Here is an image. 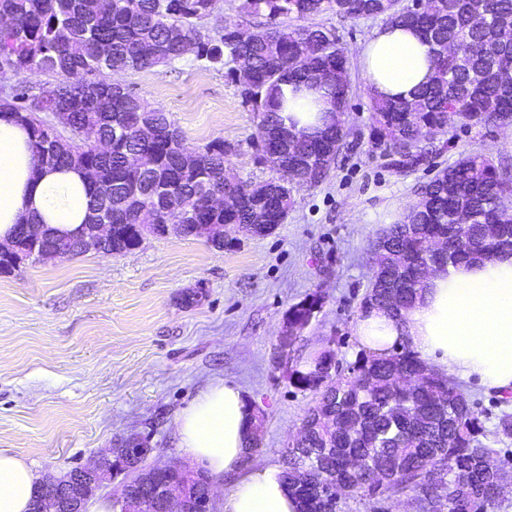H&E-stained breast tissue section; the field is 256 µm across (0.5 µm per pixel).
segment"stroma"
Instances as JSON below:
<instances>
[{
	"label": "stroma",
	"instance_id": "stroma-1",
	"mask_svg": "<svg viewBox=\"0 0 512 512\" xmlns=\"http://www.w3.org/2000/svg\"><path fill=\"white\" fill-rule=\"evenodd\" d=\"M319 22L335 28L349 60L348 135L328 177L297 188L271 234L241 235L221 249L151 234L125 255L91 251L0 275V449L22 456L38 477L82 466L133 435L148 438L149 464L184 460L176 420L220 380L236 383L264 416L260 446L244 468L281 464L314 404L290 384L289 370L320 351L344 368L359 352L354 326L375 237L401 221L420 185L462 155L512 162V128L457 123L434 142L427 163L395 166L373 141L356 56L381 19L323 15ZM120 81L168 112L187 146L235 144L237 177L271 178L250 143L257 116L223 73L201 69L189 55L170 67L123 71ZM191 291L199 300L188 305ZM316 292L322 307L280 349L289 307ZM461 387L486 430L512 414V400L477 380Z\"/></svg>",
	"mask_w": 512,
	"mask_h": 512
}]
</instances>
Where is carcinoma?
Instances as JSON below:
<instances>
[{
  "instance_id": "cac0c4a2",
  "label": "carcinoma",
  "mask_w": 512,
  "mask_h": 512,
  "mask_svg": "<svg viewBox=\"0 0 512 512\" xmlns=\"http://www.w3.org/2000/svg\"><path fill=\"white\" fill-rule=\"evenodd\" d=\"M220 0H0V113L27 125L36 172L44 169L92 173L84 222L123 224L107 252L138 249L132 229L149 207L164 216L162 187L176 190L185 213L182 236L203 237L224 248V237L199 224L283 223L293 204L292 186L275 179L239 181L236 203L205 210L201 198L224 191V167L234 146L213 140L190 148L168 113L130 90L117 93L106 74L171 66L188 54L204 69L234 77L248 65L250 85L241 90L258 112L256 142L261 160L273 155L295 184H318L328 176L344 142L349 90L342 85L348 61L333 30L313 22L335 14L359 20L380 17L415 29L431 47L434 73L428 85L406 100L372 102L377 144L400 167L425 162V143L467 125L512 126V0H438L432 13L412 10L403 0H242L252 21L214 35L203 22ZM294 17L298 25L282 19ZM32 71L61 77L51 89L12 85ZM320 77L330 92L334 117L311 135L291 133L288 144L269 136L285 128L279 115L282 84ZM111 145L106 152L97 145ZM148 155L153 166L143 168ZM421 199L404 221L392 224L370 250L385 279L365 293L360 311L391 304L399 316L421 297L431 269L491 260L512 253V169L490 156L460 157L419 187ZM471 223L458 224L459 213ZM320 294L291 306L286 327L308 325L322 306ZM333 357L312 356L288 374L289 382L315 397L302 429L283 452L282 479L299 512H337L332 486L351 497L410 492L421 512H491L499 487L512 485V465L484 468L479 459L512 438V415L498 418L492 435L475 415L468 395L437 373L410 348L376 357L359 354L345 372L327 378ZM207 475L183 480L190 497L205 492ZM165 477L148 472L131 487L146 512H162L152 493Z\"/></svg>"
}]
</instances>
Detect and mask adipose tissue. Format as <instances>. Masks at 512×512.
Here are the masks:
<instances>
[{
	"instance_id": "adipose-tissue-1",
	"label": "adipose tissue",
	"mask_w": 512,
	"mask_h": 512,
	"mask_svg": "<svg viewBox=\"0 0 512 512\" xmlns=\"http://www.w3.org/2000/svg\"><path fill=\"white\" fill-rule=\"evenodd\" d=\"M367 93L374 98H407L431 77L430 47L406 27L377 28L358 49ZM280 115L295 132H313L331 110L326 89L288 84ZM29 132L10 115L0 116V242L17 225L38 220L58 233L79 229L87 208L77 173L35 176ZM355 334L369 354L383 356L409 343L429 366L488 388L512 392V253L484 262L432 272L422 299L396 317L372 310L357 321ZM248 409L239 386L211 384L177 418L185 454L212 476H235L224 495L223 512H297L277 466L241 470ZM36 475L23 458L0 449V512H29Z\"/></svg>"
}]
</instances>
